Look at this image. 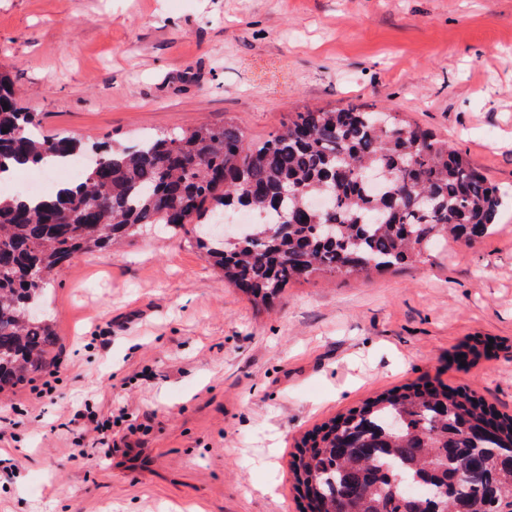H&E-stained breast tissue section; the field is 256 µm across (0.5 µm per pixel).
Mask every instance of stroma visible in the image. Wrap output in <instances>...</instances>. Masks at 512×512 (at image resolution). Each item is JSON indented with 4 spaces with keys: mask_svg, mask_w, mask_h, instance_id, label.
<instances>
[{
    "mask_svg": "<svg viewBox=\"0 0 512 512\" xmlns=\"http://www.w3.org/2000/svg\"><path fill=\"white\" fill-rule=\"evenodd\" d=\"M0 70L44 133L87 150L374 106L503 194L491 235L293 280L267 306L190 233L73 259L45 290L53 396H36L48 372L0 394V512H303L296 445L369 397L440 381L512 414V0H0ZM476 338L489 354L457 364ZM89 405L148 429L112 450L64 429Z\"/></svg>",
    "mask_w": 512,
    "mask_h": 512,
    "instance_id": "1",
    "label": "stroma"
}]
</instances>
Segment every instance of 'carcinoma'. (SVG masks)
<instances>
[{
    "label": "carcinoma",
    "mask_w": 512,
    "mask_h": 512,
    "mask_svg": "<svg viewBox=\"0 0 512 512\" xmlns=\"http://www.w3.org/2000/svg\"><path fill=\"white\" fill-rule=\"evenodd\" d=\"M102 161L40 197L0 189V392L46 368L55 343L38 313L52 273L108 251L144 227L170 232L206 211L254 216L237 240L194 225L196 245L255 304L292 280L397 267L442 239L491 233L500 188L448 141L394 115L348 107L292 112L278 131L248 138L238 124L144 133L131 146L99 147ZM79 155V144L44 135L37 115L0 73V174L45 168ZM446 414L437 415V407ZM475 393L408 383L365 400L305 438L291 471L305 512H512V415ZM474 448L482 478L463 476ZM449 482L448 495L410 498L405 483Z\"/></svg>",
    "instance_id": "cac0c4a2"
}]
</instances>
